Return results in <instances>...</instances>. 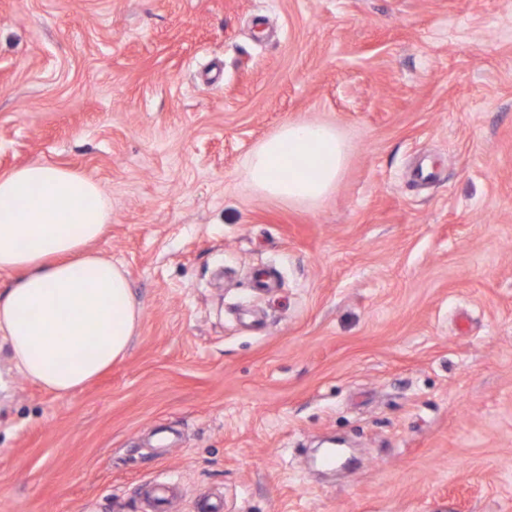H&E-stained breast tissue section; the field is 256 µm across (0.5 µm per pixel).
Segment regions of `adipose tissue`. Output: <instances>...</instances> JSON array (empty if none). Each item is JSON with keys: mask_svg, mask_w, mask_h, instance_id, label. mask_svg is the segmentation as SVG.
<instances>
[{"mask_svg": "<svg viewBox=\"0 0 512 512\" xmlns=\"http://www.w3.org/2000/svg\"><path fill=\"white\" fill-rule=\"evenodd\" d=\"M349 144L336 127L292 122L247 157L255 191L305 206L336 187ZM112 205L92 179L33 163L0 176V339L17 371L56 395L70 394L123 358L141 309L121 267L92 245Z\"/></svg>", "mask_w": 512, "mask_h": 512, "instance_id": "ef3b65f1", "label": "adipose tissue"}]
</instances>
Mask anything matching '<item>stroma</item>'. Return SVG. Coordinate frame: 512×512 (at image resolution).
<instances>
[{"label": "stroma", "mask_w": 512, "mask_h": 512, "mask_svg": "<svg viewBox=\"0 0 512 512\" xmlns=\"http://www.w3.org/2000/svg\"><path fill=\"white\" fill-rule=\"evenodd\" d=\"M293 121L351 145L313 208L247 184ZM32 162L108 194L141 325L62 398L0 351V512H512V0H0Z\"/></svg>", "instance_id": "stroma-1"}]
</instances>
